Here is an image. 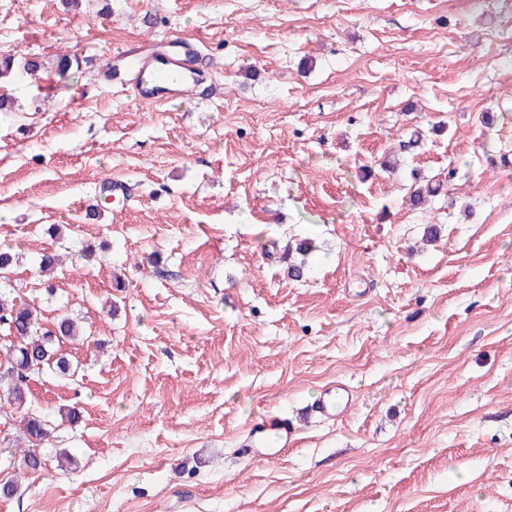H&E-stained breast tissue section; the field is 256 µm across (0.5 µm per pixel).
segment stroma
<instances>
[{
	"label": "stroma",
	"mask_w": 512,
	"mask_h": 512,
	"mask_svg": "<svg viewBox=\"0 0 512 512\" xmlns=\"http://www.w3.org/2000/svg\"><path fill=\"white\" fill-rule=\"evenodd\" d=\"M506 3L0 0V53L40 63L0 80V290L88 336L64 346L77 380L29 383L56 425L42 454L78 466L19 475L0 414V512H512ZM171 34L205 56L199 98L102 78ZM113 176L120 206L98 193ZM304 238L296 281L283 249ZM339 384L350 410L307 416ZM280 412L295 443L241 455Z\"/></svg>",
	"instance_id": "35a3bbf8"
}]
</instances>
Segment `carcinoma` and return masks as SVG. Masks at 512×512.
<instances>
[{"label":"carcinoma","instance_id":"obj_1","mask_svg":"<svg viewBox=\"0 0 512 512\" xmlns=\"http://www.w3.org/2000/svg\"><path fill=\"white\" fill-rule=\"evenodd\" d=\"M441 184L419 185L409 197L414 206L427 198L437 195ZM0 331L16 336V347L3 350L4 361L0 363V378H6L8 394L1 396L12 410L20 412L28 404L27 381L33 375L46 370L62 376L70 375V364L61 353V344L66 340H75L78 332L74 323L64 318L54 326L42 324L35 305L20 298L0 295ZM23 430L28 440V448L23 450L20 459L22 473L39 472L48 469L49 462L40 456L38 448L51 437L53 428L48 421L36 415L22 417Z\"/></svg>","mask_w":512,"mask_h":512}]
</instances>
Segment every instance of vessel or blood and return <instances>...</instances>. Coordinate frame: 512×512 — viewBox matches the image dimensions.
<instances>
[{
  "label": "vessel or blood",
  "mask_w": 512,
  "mask_h": 512,
  "mask_svg": "<svg viewBox=\"0 0 512 512\" xmlns=\"http://www.w3.org/2000/svg\"><path fill=\"white\" fill-rule=\"evenodd\" d=\"M199 46L189 39H168L162 58L129 56L128 66L134 75L135 95L139 102L159 106L173 99H191L199 81ZM296 432L287 419L268 416L249 428L250 441L273 439L285 449L295 441Z\"/></svg>",
  "instance_id": "obj_1"
}]
</instances>
